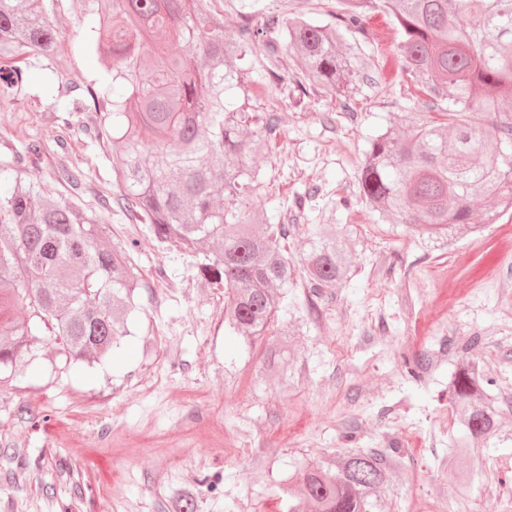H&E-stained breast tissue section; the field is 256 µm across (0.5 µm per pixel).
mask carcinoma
Returning a JSON list of instances; mask_svg holds the SVG:
<instances>
[{"label": "carcinoma", "instance_id": "1", "mask_svg": "<svg viewBox=\"0 0 512 512\" xmlns=\"http://www.w3.org/2000/svg\"><path fill=\"white\" fill-rule=\"evenodd\" d=\"M208 0H95L87 49L112 60L108 77L86 96L45 111L54 124L84 128L112 146L116 204L130 221L148 224L155 238L197 258L212 282L224 285V325L251 346H262L294 266L281 246L288 225L268 223L246 200L258 185L255 159L281 130L272 113L232 102L244 62L257 44L266 49L262 81L284 80V52L302 56L299 98L323 90L344 102L368 64L344 32H363L366 11L394 17L406 70L447 103V121L407 116L368 141L358 195L379 217L418 233L436 248L472 235L512 203V0H338L339 23L300 14L257 13L235 25ZM65 33L44 0H0V105L15 100L31 75L18 65L28 54L48 56ZM154 51L142 76L140 50ZM253 133H246L247 128ZM35 137L0 161L13 174L0 193V385L21 382L28 366L87 365L106 358L128 335L136 309L137 275L127 247L112 245L94 216L55 200L19 174L40 166ZM57 180L73 189L88 180L61 161ZM355 240L348 228L317 227L304 253L303 276L317 297L354 273ZM265 346L266 370L288 375V330ZM483 367L464 362L449 382L461 425L476 443L495 432L499 406L487 391ZM385 470L373 452L326 456L301 478L285 480L292 505L313 512H373Z\"/></svg>", "mask_w": 512, "mask_h": 512}]
</instances>
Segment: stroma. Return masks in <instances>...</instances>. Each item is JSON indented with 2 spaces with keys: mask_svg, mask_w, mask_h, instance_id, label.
<instances>
[{
  "mask_svg": "<svg viewBox=\"0 0 512 512\" xmlns=\"http://www.w3.org/2000/svg\"><path fill=\"white\" fill-rule=\"evenodd\" d=\"M94 0H47L65 41L53 55H32L34 73L59 69L51 87L32 84L0 112V160L41 133L47 95L69 99L106 76L109 62L85 42ZM212 11L239 15L287 9L327 20L336 0H211ZM358 36L371 66L347 105L310 95L291 107L294 82L248 84L249 102L276 116L282 137L258 160L254 199L270 223L294 220L286 247L304 253L319 224L350 226L357 241L353 276L319 298L294 278L268 333L294 328L293 376H263L261 348L224 328V288L206 280L196 259L160 244L147 225L130 235L115 205L112 153L84 135L60 134L42 166L22 176L57 199L96 215L116 244L137 238L140 309L119 359L86 369L57 366L27 376L21 389H0V512H177L175 495L197 493V512H288V474L328 455L385 451L378 512H512V210L479 237L429 251L403 227L378 219L356 191L368 138L406 102L442 121L443 103L415 86L397 51L392 17L373 10ZM88 173L80 191L58 183L57 158ZM312 208L294 200L309 187ZM185 291L153 299L159 279ZM153 339L143 349V339ZM430 366L409 372L417 360ZM484 364L502 406L499 427L468 458L460 484L449 446L467 439L448 392L459 364ZM27 401L43 415L33 426L17 414ZM205 417L190 416L191 406ZM112 426V445L96 429ZM25 467H18V460Z\"/></svg>",
  "mask_w": 512,
  "mask_h": 512,
  "instance_id": "1",
  "label": "stroma"
}]
</instances>
